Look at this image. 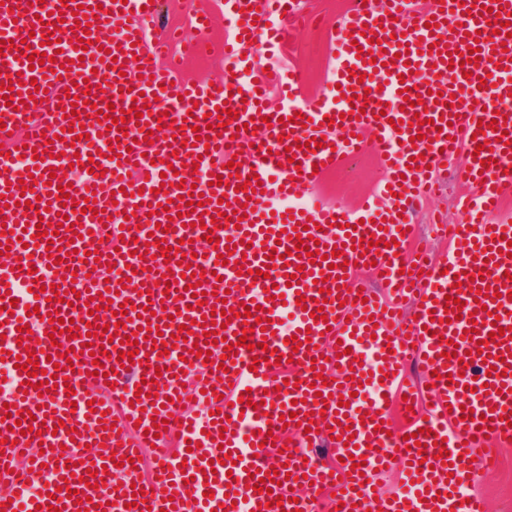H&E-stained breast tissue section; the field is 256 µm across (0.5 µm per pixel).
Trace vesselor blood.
<instances>
[{"instance_id":"vessel-or-blood-1","label":"vessel or blood","mask_w":512,"mask_h":512,"mask_svg":"<svg viewBox=\"0 0 512 512\" xmlns=\"http://www.w3.org/2000/svg\"><path fill=\"white\" fill-rule=\"evenodd\" d=\"M300 4L211 0L193 13L187 33L162 24L154 0H0V83L17 90L11 101L0 98V215L7 227L0 233V296L19 281L38 308L24 334L17 331L18 308L0 311V355L14 366L12 386L0 398V475L10 483L0 505L11 512L51 505L59 512H313L324 498L331 512H487L484 500L458 490L475 449L512 444V297L502 293L512 274V222L499 217L512 192V144L497 139L501 131L512 134V37L491 28L512 18V0H433L424 12L410 11L407 0L379 7L352 0L339 25L328 91L309 100L297 96L300 75L282 78L245 56L254 44L283 42ZM78 11L87 23H76ZM218 15L226 29L220 52L209 35ZM84 37L85 50L77 46ZM40 49L55 57L57 69L30 65ZM217 53L225 78L196 85L184 79L187 59ZM282 83L288 89L280 108L268 107L266 90ZM81 93L88 101L75 110L83 124L73 128L64 111L70 95ZM440 93L452 96L451 105L437 103ZM174 99L181 106L171 113ZM110 104L127 110L125 123L100 124L98 113ZM226 109L238 116L223 126ZM297 112L305 123L293 121ZM423 112L428 123L416 124ZM198 126L209 127L208 140L197 139ZM366 132L385 171L375 191L350 211L315 197L290 206L319 175L357 155ZM314 137L322 147L311 145ZM106 141L113 160L90 171ZM463 144L480 152L465 157L469 190L459 199L455 244L442 260L420 252L406 262L398 249L407 243L410 208ZM419 155L425 165L416 169ZM228 163V184H208V175ZM71 166L84 172V185L62 202L49 176ZM253 174L261 189L249 194L242 185ZM193 187L202 207L177 206ZM90 196L92 212H77ZM245 203L248 217L230 222ZM41 221L58 226V236L37 237ZM295 227L298 238L282 237ZM369 236L375 247L362 246ZM311 238L319 242V260L294 255L297 240ZM161 240L170 247L164 258L157 254ZM52 246L79 258L54 262ZM88 251L99 262H83ZM185 255L187 270L180 265ZM360 267L373 268L384 293L354 287ZM54 268L64 278L51 300L34 285ZM112 269L118 280H109ZM162 279L169 289L159 287ZM196 282L206 300L192 297ZM301 297L307 305H298ZM91 302L97 312H89ZM407 302L412 313L405 316ZM248 306L255 317H244ZM226 307L234 318L223 316ZM318 309L325 318L317 322L311 313ZM52 313L71 320L70 330L52 333ZM259 317L268 321L265 330L254 327ZM107 324L119 327L108 343L101 336ZM182 325L192 334L179 337ZM497 326L504 336L489 341ZM289 333L300 348L286 343ZM208 337L215 341L209 359L196 357L194 345ZM161 340L174 341L179 356L161 355ZM452 344L457 350L449 358ZM62 348L69 359L54 365ZM122 351L133 352L131 363H119ZM33 357L42 371L38 391L24 389L29 375L15 366ZM279 358L289 365L275 379ZM97 361L109 369L112 387L92 407L86 383ZM189 371L208 409L202 420L181 410ZM53 374L68 387L49 384ZM321 377L327 385L314 390ZM371 389L377 398L370 403ZM397 389L412 407L427 402L431 409L429 418L413 417L394 433L389 396ZM246 393L252 406L241 400ZM466 409L471 419H462ZM292 413L296 423L283 424ZM7 415L15 426L4 423ZM310 429L332 438L334 464L289 444L292 436L306 440ZM174 433L176 455H162L146 481L118 484V476L136 473L128 457ZM412 433L422 451L408 449ZM439 438L444 447L436 446ZM27 447L35 448L34 458L22 456ZM226 456L232 466L222 465ZM422 457L433 459V468H420ZM393 463L401 491L377 498L370 481ZM91 470L94 489L82 481ZM273 470L271 493L254 491V473ZM302 475L310 486L299 498ZM451 487L457 493L450 499ZM136 490L144 501L134 502Z\"/></svg>"}]
</instances>
